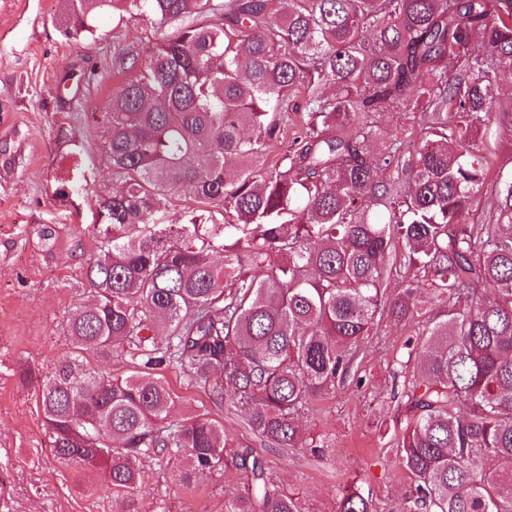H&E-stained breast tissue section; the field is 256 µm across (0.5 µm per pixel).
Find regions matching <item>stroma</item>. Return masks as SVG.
Returning a JSON list of instances; mask_svg holds the SVG:
<instances>
[{
  "label": "stroma",
  "instance_id": "35a3bbf8",
  "mask_svg": "<svg viewBox=\"0 0 512 512\" xmlns=\"http://www.w3.org/2000/svg\"><path fill=\"white\" fill-rule=\"evenodd\" d=\"M66 0H0V512H120L104 472L59 459L39 403V387L73 350L64 327L89 292L87 269L100 251L95 204L117 188L99 107L125 78L112 69L125 50L144 52L161 31L147 18L96 20V37L65 33ZM97 66L103 78L86 83ZM418 324L386 320L353 356L355 378L315 397L299 418L305 444L261 443L244 416L212 406L178 370L165 377L174 418L209 407L225 434L261 458L274 483L295 494L301 512H337L340 489L369 496L374 512H405L414 487L395 465L396 449L378 423L398 414L395 391L416 374L408 342ZM178 459L142 463L140 512H227L243 490L234 463L181 484Z\"/></svg>",
  "mask_w": 512,
  "mask_h": 512
}]
</instances>
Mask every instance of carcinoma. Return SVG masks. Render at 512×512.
Masks as SVG:
<instances>
[{"instance_id":"obj_1","label":"carcinoma","mask_w":512,"mask_h":512,"mask_svg":"<svg viewBox=\"0 0 512 512\" xmlns=\"http://www.w3.org/2000/svg\"><path fill=\"white\" fill-rule=\"evenodd\" d=\"M169 28L103 105L119 190L97 200L104 249L93 298L69 317L74 351L43 382L56 455L104 468L138 512L142 460L181 456L190 483L224 470V426L171 419V365L227 399L275 448L302 442L310 399L335 387L388 317L423 315L397 267L431 277L441 308L414 350L396 463L415 480L407 512H512V179L491 178L481 117L512 61L506 0H124ZM112 0H68L66 33L95 37ZM333 86L332 94L324 88ZM399 109L424 134L373 157L370 115ZM288 143L271 165L267 155ZM490 189L493 219H475ZM183 190L205 213L142 231ZM252 227L246 237L240 227ZM130 359L114 376L85 354ZM244 494L228 512H301L245 448ZM491 459L502 467L483 470ZM338 512H371L344 488Z\"/></svg>"}]
</instances>
